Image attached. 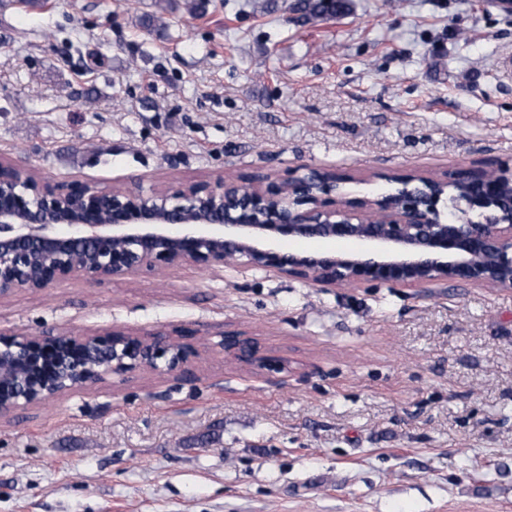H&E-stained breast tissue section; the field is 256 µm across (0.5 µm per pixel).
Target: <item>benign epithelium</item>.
Returning <instances> with one entry per match:
<instances>
[{"label":"benign epithelium","instance_id":"benign-epithelium-1","mask_svg":"<svg viewBox=\"0 0 512 512\" xmlns=\"http://www.w3.org/2000/svg\"><path fill=\"white\" fill-rule=\"evenodd\" d=\"M399 191L348 198L347 178L304 165L276 183L258 174L143 189L52 183L0 157V298L77 277L122 279L169 267L272 269L323 288L370 284L512 290V173L461 168L396 174ZM462 190L448 194V184ZM347 241L357 250L290 251L284 241ZM3 334L0 416L90 388L107 376H187L194 333ZM224 357L262 375L290 367L255 337L226 331Z\"/></svg>","mask_w":512,"mask_h":512}]
</instances>
